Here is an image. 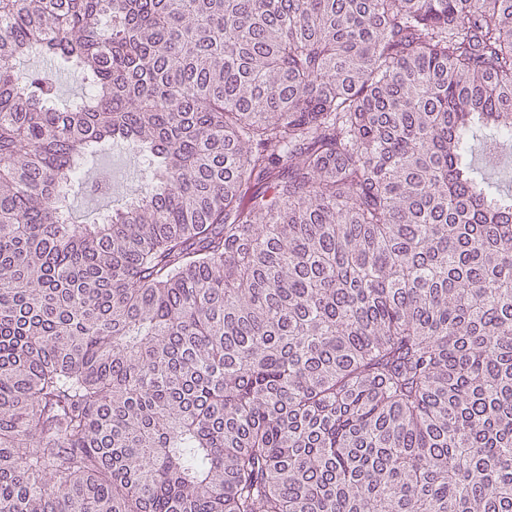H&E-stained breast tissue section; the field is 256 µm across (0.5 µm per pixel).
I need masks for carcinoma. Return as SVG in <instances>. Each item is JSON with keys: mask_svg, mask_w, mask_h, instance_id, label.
Listing matches in <instances>:
<instances>
[{"mask_svg": "<svg viewBox=\"0 0 512 512\" xmlns=\"http://www.w3.org/2000/svg\"><path fill=\"white\" fill-rule=\"evenodd\" d=\"M117 139L147 183L76 224ZM476 145L512 0H0V512H512ZM41 65L47 72L57 74L58 76L57 98L60 105H69L86 93L87 87L79 77L58 72L52 60L45 59Z\"/></svg>", "mask_w": 512, "mask_h": 512, "instance_id": "obj_1", "label": "carcinoma"}]
</instances>
